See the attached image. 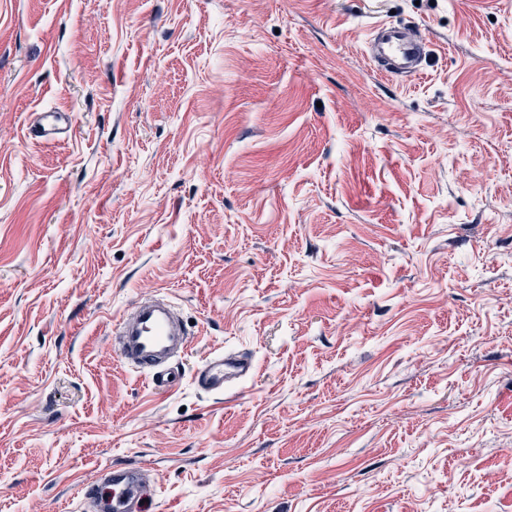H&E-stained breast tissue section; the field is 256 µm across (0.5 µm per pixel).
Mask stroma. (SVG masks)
I'll return each mask as SVG.
<instances>
[{"label": "stroma", "instance_id": "obj_1", "mask_svg": "<svg viewBox=\"0 0 512 512\" xmlns=\"http://www.w3.org/2000/svg\"><path fill=\"white\" fill-rule=\"evenodd\" d=\"M153 292L163 395L109 336ZM128 464L153 512H512V5L0 0V512ZM426 38L417 27L375 26L367 35L371 60L386 72L414 77L421 73ZM190 344L177 310L163 298L140 300L112 328V346L120 361L143 375L160 394L172 391L183 380L181 355ZM251 358L234 353L213 352L195 372V380L205 390L223 392L226 387L253 373Z\"/></svg>", "mask_w": 512, "mask_h": 512}]
</instances>
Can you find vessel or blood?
I'll list each match as a JSON object with an SVG mask.
<instances>
[{
    "label": "vessel or blood",
    "mask_w": 512,
    "mask_h": 512,
    "mask_svg": "<svg viewBox=\"0 0 512 512\" xmlns=\"http://www.w3.org/2000/svg\"><path fill=\"white\" fill-rule=\"evenodd\" d=\"M425 42L419 28L383 25L370 31L366 47L371 60L386 72L414 77L422 71ZM190 344L175 307L158 297L137 302L112 328V345L120 361L143 375L149 387L160 394L172 391L183 380L181 356ZM253 370L249 357L214 352L202 361L195 379L203 389L221 392ZM156 485L151 470L119 465L98 472L83 490L92 512H150L148 501Z\"/></svg>",
    "instance_id": "1"
}]
</instances>
